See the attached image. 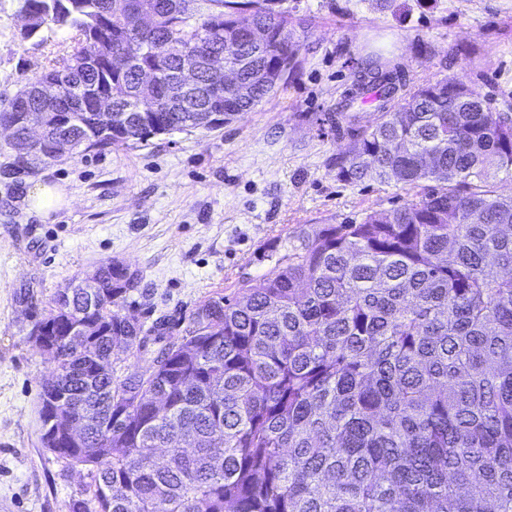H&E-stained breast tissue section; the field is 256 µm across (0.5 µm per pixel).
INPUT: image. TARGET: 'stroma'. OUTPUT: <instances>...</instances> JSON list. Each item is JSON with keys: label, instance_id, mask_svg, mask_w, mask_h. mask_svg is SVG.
Here are the masks:
<instances>
[{"label": "stroma", "instance_id": "obj_1", "mask_svg": "<svg viewBox=\"0 0 512 512\" xmlns=\"http://www.w3.org/2000/svg\"><path fill=\"white\" fill-rule=\"evenodd\" d=\"M279 2L299 40L296 69L252 111L50 162L19 187L0 178V512H70L91 482L40 441L52 363L28 334L60 288L120 260L140 277L124 312L184 328L208 298L261 286L311 226L358 223L413 198L394 180L336 179L349 138L328 117L366 72L397 69L411 90L460 76L512 113V0ZM20 7L0 0V108L71 52L67 29L22 39ZM36 178L63 188L67 205L27 212L24 187Z\"/></svg>", "mask_w": 512, "mask_h": 512}]
</instances>
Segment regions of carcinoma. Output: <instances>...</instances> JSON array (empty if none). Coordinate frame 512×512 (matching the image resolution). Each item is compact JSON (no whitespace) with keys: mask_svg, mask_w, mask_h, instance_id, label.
Listing matches in <instances>:
<instances>
[{"mask_svg":"<svg viewBox=\"0 0 512 512\" xmlns=\"http://www.w3.org/2000/svg\"><path fill=\"white\" fill-rule=\"evenodd\" d=\"M124 0H22L40 26L73 31L72 54L25 81L11 99L61 119L45 138L67 136L79 152L129 145L104 131L120 124L149 135L209 120L221 77L199 61L185 88L171 42L203 38L225 53L238 82L224 86V122L277 92L299 44L288 16L266 0H208L181 15L155 0L156 22L139 37ZM252 27L267 38H246ZM91 37L108 53L76 61ZM160 65L158 107L136 111L138 70ZM392 70L359 79L377 91V120L339 113L350 142L336 179L392 178L428 192L356 224H320L277 260L259 288L231 302L212 297L141 374L111 368L148 329L121 314L134 288L128 268L100 261L101 287H66L52 299L53 375L40 397L82 424L76 448L45 449L89 468L88 497L72 512H512V113L494 112L460 79L400 95ZM112 92V119L93 112ZM12 182L36 168L7 156ZM98 335L73 331L81 320Z\"/></svg>","mask_w":512,"mask_h":512,"instance_id":"obj_1","label":"carcinoma"}]
</instances>
